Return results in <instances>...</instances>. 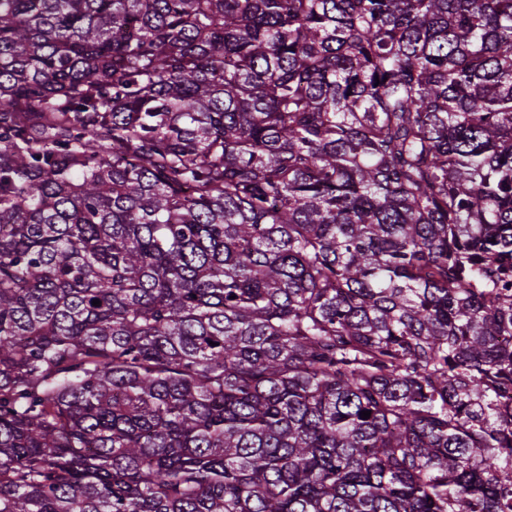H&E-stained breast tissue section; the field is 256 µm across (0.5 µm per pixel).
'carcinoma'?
<instances>
[{
    "instance_id": "carcinoma-1",
    "label": "carcinoma",
    "mask_w": 512,
    "mask_h": 512,
    "mask_svg": "<svg viewBox=\"0 0 512 512\" xmlns=\"http://www.w3.org/2000/svg\"><path fill=\"white\" fill-rule=\"evenodd\" d=\"M0 512H512V0H0Z\"/></svg>"
}]
</instances>
